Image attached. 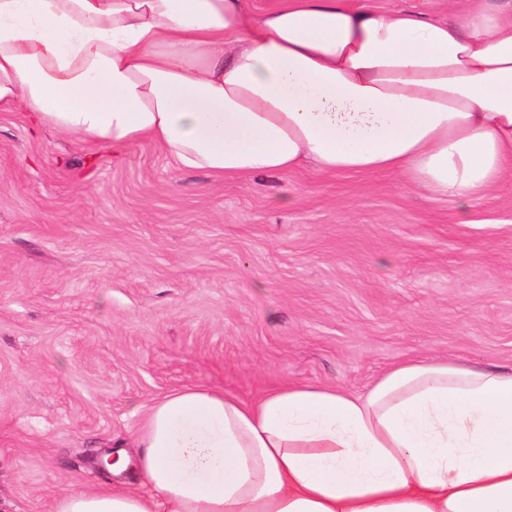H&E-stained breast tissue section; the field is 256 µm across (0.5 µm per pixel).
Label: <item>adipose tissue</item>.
I'll return each mask as SVG.
<instances>
[{"label": "adipose tissue", "instance_id": "ef3b65f1", "mask_svg": "<svg viewBox=\"0 0 512 512\" xmlns=\"http://www.w3.org/2000/svg\"><path fill=\"white\" fill-rule=\"evenodd\" d=\"M215 176L400 175L468 208L512 172V0H0V110ZM130 487L51 512H512V368L411 359L355 394L154 401ZM350 2L355 5L368 3L381 11L407 8L434 18L448 20V0H350Z\"/></svg>", "mask_w": 512, "mask_h": 512}]
</instances>
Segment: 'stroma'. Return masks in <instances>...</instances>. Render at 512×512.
Returning a JSON list of instances; mask_svg holds the SVG:
<instances>
[{
	"label": "stroma",
	"instance_id": "stroma-1",
	"mask_svg": "<svg viewBox=\"0 0 512 512\" xmlns=\"http://www.w3.org/2000/svg\"><path fill=\"white\" fill-rule=\"evenodd\" d=\"M433 357L512 366V176L463 217L392 173L219 179L0 112V512L127 482L99 457L182 388L363 393Z\"/></svg>",
	"mask_w": 512,
	"mask_h": 512
}]
</instances>
